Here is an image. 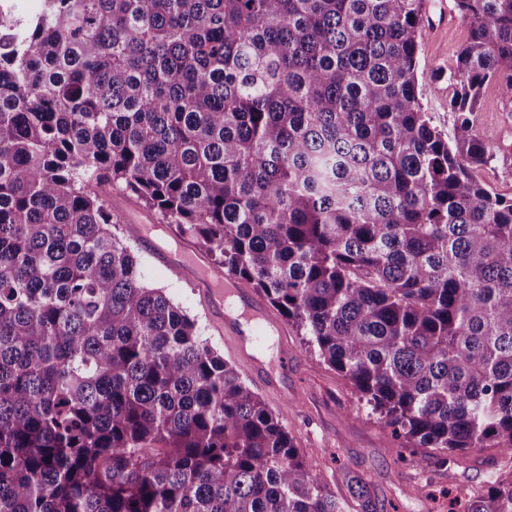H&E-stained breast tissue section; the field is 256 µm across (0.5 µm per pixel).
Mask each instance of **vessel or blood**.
I'll use <instances>...</instances> for the list:
<instances>
[{
	"label": "vessel or blood",
	"instance_id": "vessel-or-blood-1",
	"mask_svg": "<svg viewBox=\"0 0 512 512\" xmlns=\"http://www.w3.org/2000/svg\"><path fill=\"white\" fill-rule=\"evenodd\" d=\"M159 258L165 266L193 276L199 291L207 298L214 318L223 324L224 335L235 353L248 360L252 373L267 388L277 389L278 384L270 370L250 357V350L258 340L283 332L282 326L269 316L257 295L232 279L222 278L187 248L160 252Z\"/></svg>",
	"mask_w": 512,
	"mask_h": 512
}]
</instances>
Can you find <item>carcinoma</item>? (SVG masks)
<instances>
[{"label":"carcinoma","mask_w":512,"mask_h":512,"mask_svg":"<svg viewBox=\"0 0 512 512\" xmlns=\"http://www.w3.org/2000/svg\"><path fill=\"white\" fill-rule=\"evenodd\" d=\"M454 2L449 134L426 0H40L0 39V512H343L142 282L112 187L263 292L399 447L512 466V198L473 120L487 83L512 98V0ZM463 512H512V471ZM448 2V12L456 19L448 17L446 26L432 41H420L418 48V83L423 89L422 103L432 117L433 124L451 132L455 114L449 111L448 104L453 95V87L448 83V72L455 64V52L469 35L468 24L452 9L454 0ZM452 19V21H451ZM449 22V24H448ZM445 73L444 80L433 88L435 72Z\"/></svg>","instance_id":"1"}]
</instances>
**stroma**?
Listing matches in <instances>:
<instances>
[{"label":"stroma","mask_w":512,"mask_h":512,"mask_svg":"<svg viewBox=\"0 0 512 512\" xmlns=\"http://www.w3.org/2000/svg\"><path fill=\"white\" fill-rule=\"evenodd\" d=\"M429 16L439 33L432 41L419 44L418 83L423 90L422 103L433 123L449 131L455 118L448 108L453 88L445 80L434 82L433 75L453 68L455 52L467 39L469 26L459 18L444 21L435 4ZM475 125L498 136L494 158L478 171V179L512 198V98L489 86ZM111 199L112 211L119 219L116 233L134 248L144 283L161 289L194 318L203 339L236 368L269 409L282 414L283 424L312 475L336 496L344 512H361L349 492L348 479L353 475L365 480L379 512H455L457 500L468 498L500 475L499 455L494 448H472L447 463L430 448L399 452L390 428L359 401L350 382L322 361L303 331L291 321H284V333L273 344L274 349L288 352V398L280 400L259 386L247 364L216 328L194 280L162 264L128 222L129 217L136 216L157 224L160 216L120 189H113Z\"/></svg>","instance_id":"obj_1"}]
</instances>
